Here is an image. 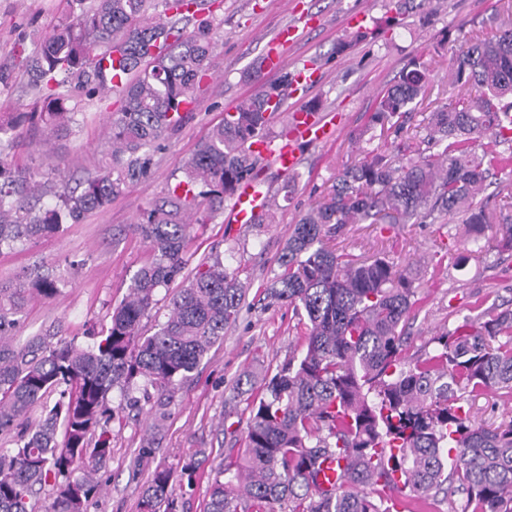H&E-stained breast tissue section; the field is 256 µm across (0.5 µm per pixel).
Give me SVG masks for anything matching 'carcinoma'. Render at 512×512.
I'll use <instances>...</instances> for the list:
<instances>
[{
    "label": "carcinoma",
    "instance_id": "1",
    "mask_svg": "<svg viewBox=\"0 0 512 512\" xmlns=\"http://www.w3.org/2000/svg\"><path fill=\"white\" fill-rule=\"evenodd\" d=\"M69 2L72 19L16 46L36 107L0 114L1 252L80 222L146 176L198 101L214 51L219 0ZM367 37L341 39L334 53ZM449 73L462 90L411 133L429 73L410 59L376 97L370 124L350 136L354 162L294 224L264 295L292 307L303 349L271 377L249 371L236 380L235 396L250 397L245 450L210 481L206 512H436L441 499L456 512L455 492L465 497L462 512H512V417L486 425L459 404L489 392L512 404V308L482 300L438 333L432 350L410 356L407 328L421 301L414 278L385 256L336 250L350 224H438L454 214L474 228L495 223L482 197L489 177L512 170V28L473 35ZM292 84L286 71L240 100L184 162L182 178L143 210L133 228L154 259L86 346L54 332L14 343L15 315L56 294L60 280L37 268L0 281V512H87L112 453L100 429L108 394L117 388L130 400L151 387L171 401L238 322L247 286L216 255L169 297L157 331H140L159 290L184 268L191 224L224 213V201L258 176L262 157L247 143L265 133L269 105L281 106ZM75 89L117 94L123 108L107 138L109 164L56 190L6 158L26 123L53 134L78 125ZM376 128L381 141L363 148ZM35 406L42 414L30 427ZM329 458L339 482L325 489L319 465ZM49 481L53 497L37 511L32 500ZM139 509L180 512L171 468L155 469Z\"/></svg>",
    "mask_w": 512,
    "mask_h": 512
}]
</instances>
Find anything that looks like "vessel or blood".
I'll list each match as a JSON object with an SVG mask.
<instances>
[{"instance_id":"1","label":"vessel or blood","mask_w":512,"mask_h":512,"mask_svg":"<svg viewBox=\"0 0 512 512\" xmlns=\"http://www.w3.org/2000/svg\"><path fill=\"white\" fill-rule=\"evenodd\" d=\"M293 34V29L288 28L271 40L264 62L266 71L277 72L286 66L287 46ZM291 122L293 131L287 141L274 146L268 139L256 137L249 142L250 152L266 156L270 163L284 174L291 173L297 168L300 143L325 142L333 136L331 122L323 115L310 113L308 108L301 107L293 112ZM268 199V194L261 191L256 182H244L230 208V220L237 224L250 223L254 216L267 206Z\"/></svg>"}]
</instances>
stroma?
<instances>
[{"instance_id": "1", "label": "stroma", "mask_w": 512, "mask_h": 512, "mask_svg": "<svg viewBox=\"0 0 512 512\" xmlns=\"http://www.w3.org/2000/svg\"><path fill=\"white\" fill-rule=\"evenodd\" d=\"M299 8L311 22L290 48L288 68L312 63L319 77L299 95H287L284 107L292 109L300 100L318 102L322 112L336 115V135L330 142L301 147L297 183L281 201L274 223L230 224L221 215L194 226L185 246L186 265L168 288L159 291V305L141 323L143 333H152L155 324L164 321L171 291L185 285L198 264L217 254L250 284L241 318L225 330L223 341L179 386L170 404L160 405L155 394L129 404L119 391L109 393L112 456L100 473V489L88 512H139L140 493L158 465L178 470L192 460L199 464V477L193 486L180 489L182 508L204 512L209 479L244 447L250 410L246 401L232 398L238 376L258 367L276 372L302 349L303 337L291 310L267 304L262 290L278 268L293 224L353 161L350 134L364 126L376 96L410 57L421 55L432 62L428 101L417 107L411 121L420 127L432 104L449 96L452 53L471 34L494 35L504 19L499 0H432L405 15L391 11L390 0H224L217 12L223 24L215 36L200 102L156 152L150 173L80 223L64 225L59 233L24 249L0 253V280L15 279L43 263L61 281L57 295L31 299L18 314V340L51 329L83 346L88 328L109 326L112 310L127 295L133 276L153 258L132 224L180 177L182 162L226 111L278 81V74L255 69L253 62L281 27L296 23ZM358 12L366 14L365 27L372 38L349 55H333L336 40L355 32L349 17ZM67 15L66 0H0V66L18 69V41L38 39ZM81 107L85 118L72 133L23 130L8 163L42 175L61 169L73 181L84 177L103 159V144L121 103L115 97L93 98L82 100ZM496 231L493 224L484 228V251L477 258L466 257L468 239L455 218L446 224H352L336 247L358 257L380 247L396 262L412 264L422 297L410 319L408 352L414 355L431 349L434 334L454 328L483 297L512 307V259L500 258ZM157 420L162 423L158 430L152 427ZM147 446L151 455L139 456V449Z\"/></svg>"}]
</instances>
